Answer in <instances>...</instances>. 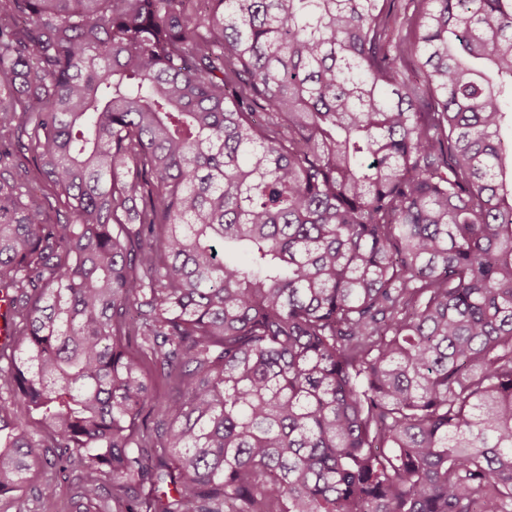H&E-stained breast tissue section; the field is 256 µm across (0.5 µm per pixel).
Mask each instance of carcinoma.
<instances>
[{
    "label": "carcinoma",
    "mask_w": 512,
    "mask_h": 512,
    "mask_svg": "<svg viewBox=\"0 0 512 512\" xmlns=\"http://www.w3.org/2000/svg\"><path fill=\"white\" fill-rule=\"evenodd\" d=\"M205 2L0 0V512H512V0ZM13 310L7 298L0 300V350L10 349L13 342Z\"/></svg>",
    "instance_id": "1"
}]
</instances>
